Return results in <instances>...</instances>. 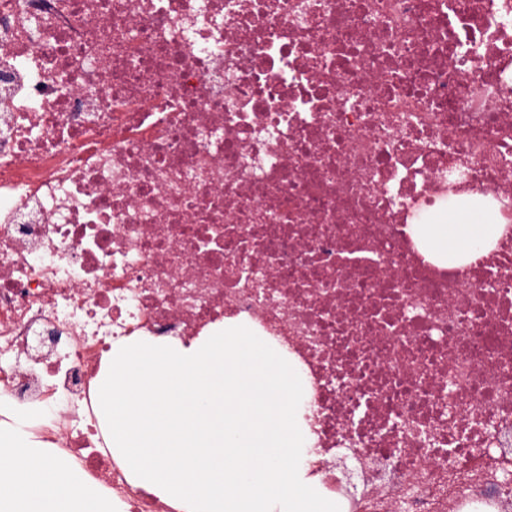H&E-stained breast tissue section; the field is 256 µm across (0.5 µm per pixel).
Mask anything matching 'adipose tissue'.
<instances>
[{
	"instance_id": "obj_1",
	"label": "adipose tissue",
	"mask_w": 512,
	"mask_h": 512,
	"mask_svg": "<svg viewBox=\"0 0 512 512\" xmlns=\"http://www.w3.org/2000/svg\"><path fill=\"white\" fill-rule=\"evenodd\" d=\"M418 230L467 257L472 249L493 243L504 227L482 219L422 224ZM24 420L0 395V512H112L111 500L71 459L32 440Z\"/></svg>"
}]
</instances>
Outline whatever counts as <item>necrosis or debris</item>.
<instances>
[{"label": "necrosis or debris", "mask_w": 512, "mask_h": 512, "mask_svg": "<svg viewBox=\"0 0 512 512\" xmlns=\"http://www.w3.org/2000/svg\"><path fill=\"white\" fill-rule=\"evenodd\" d=\"M474 258L418 224L459 201ZM234 321L303 375L340 512L512 503V0H0V394L113 512L112 344ZM418 231L436 240L445 249L472 257L471 249L493 243L504 231V224L480 219L476 224H457L448 215V224H418Z\"/></svg>", "instance_id": "obj_1"}]
</instances>
